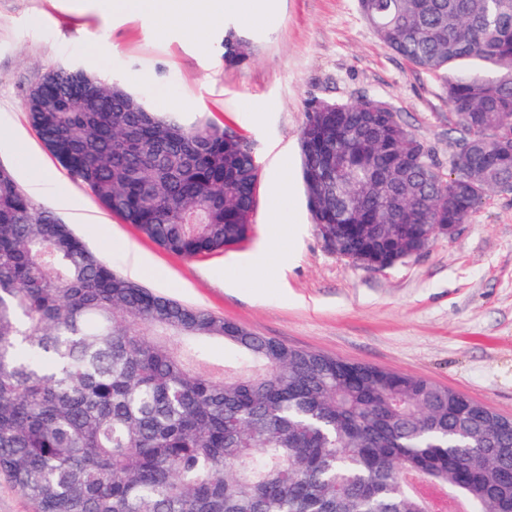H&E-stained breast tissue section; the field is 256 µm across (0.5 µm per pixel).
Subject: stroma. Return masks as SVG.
Masks as SVG:
<instances>
[{
    "instance_id": "stroma-1",
    "label": "stroma",
    "mask_w": 512,
    "mask_h": 512,
    "mask_svg": "<svg viewBox=\"0 0 512 512\" xmlns=\"http://www.w3.org/2000/svg\"><path fill=\"white\" fill-rule=\"evenodd\" d=\"M229 30L250 43L242 64L224 61ZM66 65L112 77L185 124L247 138L259 168L249 238L184 258L106 210L27 120L30 91ZM366 95L386 102L449 170L456 119L442 80L386 49L357 0H278L264 25L228 16L195 36L187 23L148 14L0 0V166L26 191L44 178L39 202L113 270L127 274L126 246L135 244L160 271L141 281L153 292L294 348L429 379L512 418V192H491L453 236L381 270L330 251L313 222L301 176L306 111ZM277 181L286 197L275 206Z\"/></svg>"
}]
</instances>
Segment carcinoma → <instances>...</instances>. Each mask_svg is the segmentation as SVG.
<instances>
[{
    "instance_id": "1",
    "label": "carcinoma",
    "mask_w": 512,
    "mask_h": 512,
    "mask_svg": "<svg viewBox=\"0 0 512 512\" xmlns=\"http://www.w3.org/2000/svg\"><path fill=\"white\" fill-rule=\"evenodd\" d=\"M357 4L384 46L444 78L460 134L445 173L378 98L308 110L313 220L371 268L512 178V0ZM222 47L248 58L231 30ZM25 109L62 166L166 251L247 239L258 166L243 136L77 66L49 71ZM208 341L232 345V371L201 369ZM0 473L33 512H512V420L143 288L1 168Z\"/></svg>"
}]
</instances>
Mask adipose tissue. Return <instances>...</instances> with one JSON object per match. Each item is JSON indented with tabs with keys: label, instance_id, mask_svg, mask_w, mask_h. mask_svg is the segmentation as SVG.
Wrapping results in <instances>:
<instances>
[{
	"label": "adipose tissue",
	"instance_id": "adipose-tissue-1",
	"mask_svg": "<svg viewBox=\"0 0 512 512\" xmlns=\"http://www.w3.org/2000/svg\"><path fill=\"white\" fill-rule=\"evenodd\" d=\"M97 11L104 15L115 12L151 13L166 21L189 23L203 30L226 12L233 11L247 21L266 20L272 0H94Z\"/></svg>",
	"mask_w": 512,
	"mask_h": 512
}]
</instances>
